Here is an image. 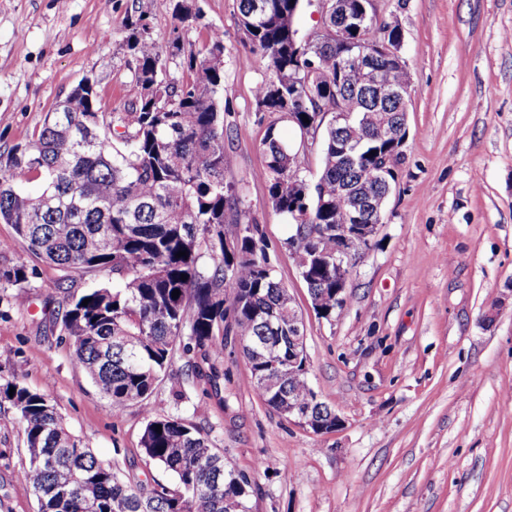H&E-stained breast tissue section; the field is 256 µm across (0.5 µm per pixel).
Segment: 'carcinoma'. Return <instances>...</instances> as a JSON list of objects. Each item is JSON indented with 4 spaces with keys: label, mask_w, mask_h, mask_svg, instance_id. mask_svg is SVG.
Instances as JSON below:
<instances>
[{
    "label": "carcinoma",
    "mask_w": 512,
    "mask_h": 512,
    "mask_svg": "<svg viewBox=\"0 0 512 512\" xmlns=\"http://www.w3.org/2000/svg\"><path fill=\"white\" fill-rule=\"evenodd\" d=\"M157 4L172 10L173 36L161 42L141 12L125 38L139 98L122 112H104L95 86L68 93L30 142L8 152L0 221L64 272L112 274L110 286L67 294L61 324L77 367L113 415L146 402L179 350L194 354V377L216 379L227 337L239 336L255 390L286 417L288 399L304 400L309 381L288 373V288L276 277L260 225L224 182V31H210L205 52H187L181 31L199 21V10L191 0ZM238 12L249 53L270 72L255 87L259 111L286 114L292 96L312 94L363 125L364 139L349 157L336 154L346 128L325 127L322 171L310 184L276 125L262 141L261 176L273 208L288 219L294 253L317 256L304 279L313 308L334 316L336 269L325 258L336 248V226L356 209L363 224L384 213L386 189L369 179L375 155L392 149L380 130L407 135L403 105L388 93L408 73L377 50L400 36L399 23L368 21L348 43L306 52L295 48L291 0H238ZM359 49L364 63L348 62ZM173 65L190 78L172 76ZM19 176L42 179L43 190L25 192ZM303 188L309 213L298 218L293 192ZM180 251L187 256L176 257ZM2 282L24 287V262L1 265ZM3 401L23 427L38 512H247L249 480L225 470L223 453L197 425L147 413L141 448L172 482L146 485L124 479L72 434L48 392L7 381L0 383Z\"/></svg>",
    "instance_id": "1"
}]
</instances>
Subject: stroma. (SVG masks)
Listing matches in <instances>:
<instances>
[{
	"label": "stroma",
	"instance_id": "obj_1",
	"mask_svg": "<svg viewBox=\"0 0 512 512\" xmlns=\"http://www.w3.org/2000/svg\"><path fill=\"white\" fill-rule=\"evenodd\" d=\"M196 5L186 49L224 32V180L263 230L303 315L309 382L341 426L316 434L281 416L231 345L217 386L188 377L179 352L147 404L113 417L61 330L60 270L2 222L0 239L15 243L5 260L25 262L31 287L0 286V376L49 391L67 428L135 481L171 480L141 451L147 415L202 427L226 470L249 477L250 512H512V0H373L402 29L408 133L383 222L328 320L260 176L270 122L292 144L301 134L257 109L268 72L247 58L237 0ZM140 11L167 40L175 21L152 0H0L1 156L83 77L96 78L103 111L138 97L124 40ZM26 467L23 429L2 407L0 512H37Z\"/></svg>",
	"mask_w": 512,
	"mask_h": 512
}]
</instances>
